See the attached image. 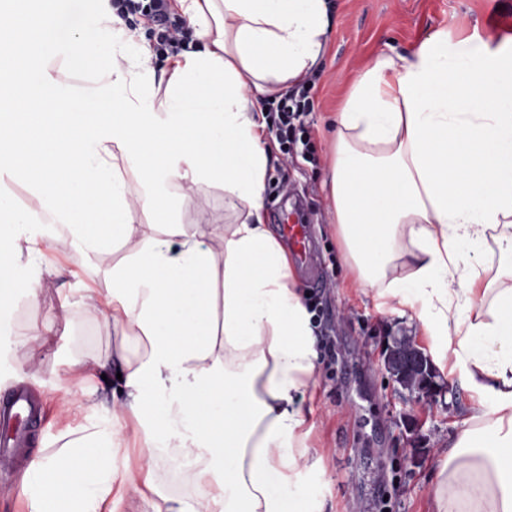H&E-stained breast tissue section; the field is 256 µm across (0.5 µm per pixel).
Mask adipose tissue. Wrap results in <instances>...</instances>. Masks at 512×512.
<instances>
[{
    "label": "adipose tissue",
    "mask_w": 512,
    "mask_h": 512,
    "mask_svg": "<svg viewBox=\"0 0 512 512\" xmlns=\"http://www.w3.org/2000/svg\"><path fill=\"white\" fill-rule=\"evenodd\" d=\"M175 5L197 45L161 93L124 65L130 37L114 14H93L78 37L61 35L55 0L0 8V179L40 198L22 208L0 189V335L14 296L35 293L40 241L125 245L112 269V326L124 340L113 414L150 423L146 460L175 425L177 455L195 459L184 474L192 495L150 500L152 512H310L289 486L309 457V415L294 395L318 354L302 288L264 222L270 149L257 105L319 66L326 0ZM55 59L101 62L94 104L52 75ZM336 125L323 187L347 261L362 288L405 296L433 362L480 399L440 455L433 512H512V46L452 61L434 33L411 56H380ZM132 177L145 185L135 198ZM163 182L223 188L241 206L236 223L173 222ZM136 209L148 217L140 230ZM206 235L219 237L223 264L202 248ZM492 242L500 263L486 281ZM159 391L169 401L156 407ZM121 437L117 425L32 459L31 512H103Z\"/></svg>",
    "instance_id": "obj_1"
}]
</instances>
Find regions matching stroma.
<instances>
[{
    "label": "stroma",
    "mask_w": 512,
    "mask_h": 512,
    "mask_svg": "<svg viewBox=\"0 0 512 512\" xmlns=\"http://www.w3.org/2000/svg\"><path fill=\"white\" fill-rule=\"evenodd\" d=\"M333 31L322 67L309 93L313 149L317 164L298 161L284 172L282 155L272 150L265 188L264 220L278 230L300 197L311 218L315 273L296 269L304 290L313 277L328 284L321 294L319 321L332 331L335 365H318L313 380L296 395L312 408L313 428L306 440L310 459L291 493L306 498L312 512H431L430 485L438 455L465 418L478 408L477 397L456 374L438 371L446 386L444 402L430 404L398 394L381 365L383 342L391 332L406 331L421 347L429 342L402 296L359 288L336 240L321 179L328 164L337 112L350 88L374 59L408 55L431 33L448 37L452 59L481 60L512 36V0H327ZM134 33L133 61L149 60L154 83H165L171 59L156 53L157 28L141 15L123 18ZM173 218L183 224L233 223L235 215L222 188L202 185L190 190L167 187ZM121 246L80 256L72 248L44 249L36 298L15 302L12 333L0 335V401L25 385L38 406L26 433L21 464L0 459V512H28L23 492L36 455L66 448L86 428L111 432L112 391L119 381L120 332L104 316L91 315L112 294V266ZM56 318L46 340H32L45 316ZM71 411H64V403ZM123 441L112 454V476L122 480L148 465L137 446L144 424L133 415L121 422ZM162 493L187 497L190 484L176 476L172 458L149 465Z\"/></svg>",
    "instance_id": "obj_1"
}]
</instances>
